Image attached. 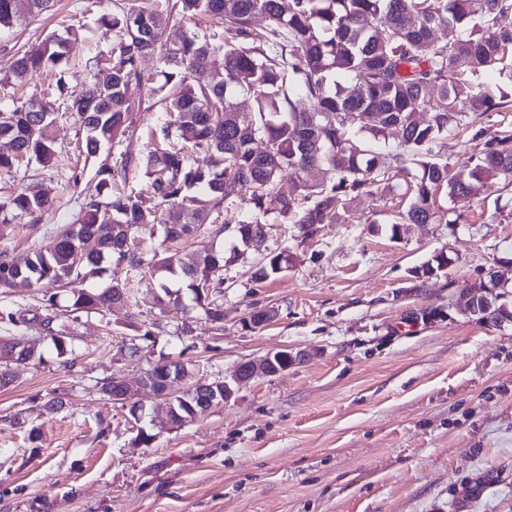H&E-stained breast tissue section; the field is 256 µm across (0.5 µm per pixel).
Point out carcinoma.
<instances>
[{
  "instance_id": "cac0c4a2",
  "label": "carcinoma",
  "mask_w": 512,
  "mask_h": 512,
  "mask_svg": "<svg viewBox=\"0 0 512 512\" xmlns=\"http://www.w3.org/2000/svg\"><path fill=\"white\" fill-rule=\"evenodd\" d=\"M50 0H0V28L22 25L42 14ZM121 14L99 18L118 33L112 48V85L87 83L78 91L58 84L85 132L86 156H95L104 142L119 147L143 101L127 94L130 84L147 82L168 120L160 129L163 145L138 158L126 150L112 165L97 171L107 200L91 198L80 207L77 223L62 227L49 241L22 258L0 259V288L37 285L45 289L47 306L58 307L52 289L70 287V312L98 306L97 291L84 285L114 261L158 280L157 305L178 304L181 279L208 321L224 322V310L210 296L224 286V254L203 248L191 265L181 263L168 248L152 256L129 258L127 239L161 223L162 212L186 211L182 224H165L164 241L194 236L205 224L224 221L232 250L251 248V236L265 224L269 207L285 222L299 225L304 236L318 224H331L359 197L379 189L385 169L396 167L417 175L400 224H427L439 218L431 189L444 187L454 198L479 194L485 179L512 176V132L484 144L467 163L453 168L433 148L454 128L503 107L486 95L476 79L503 72L504 56L512 50V0H175L169 14L177 24H216L208 36L183 34L163 40L161 17L151 5L120 8ZM265 22L258 29L255 23ZM446 40L434 43L436 30ZM74 41L50 36L14 56L12 77L23 80L44 70L68 65ZM159 56L163 67L144 77L140 60ZM253 100L249 112L237 100ZM333 114L334 122L326 120ZM55 107L44 101L33 111L25 104L0 108V139L15 152L0 153V171L12 170L23 154L43 167L55 155ZM397 131L395 149L380 152L374 141ZM139 170L148 194L134 188L114 191ZM285 171L293 175L288 194L281 192ZM248 190L247 211L221 218L228 204ZM51 207L49 198L32 185L18 188L0 202V220L39 219ZM279 252L254 272L263 282L286 268ZM448 265L438 253L412 270L422 281ZM501 276L472 284V310L488 309L483 291L501 286ZM112 284L116 308L136 306L131 293L122 299ZM0 321L21 337L28 320L19 310L5 308ZM23 352L6 343L0 347V388L9 387L10 367Z\"/></svg>"
}]
</instances>
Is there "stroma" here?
<instances>
[{
    "instance_id": "35a3bbf8",
    "label": "stroma",
    "mask_w": 512,
    "mask_h": 512,
    "mask_svg": "<svg viewBox=\"0 0 512 512\" xmlns=\"http://www.w3.org/2000/svg\"><path fill=\"white\" fill-rule=\"evenodd\" d=\"M116 0H50L24 25L0 30V104L57 96L55 71L7 76L10 57L56 35L75 39L66 73L71 89L99 76L98 58L117 42L99 27ZM144 106L124 142L151 150L165 114L146 85H131ZM473 131L452 130L437 145L458 166L485 140L512 130V109L491 112ZM48 166L0 172V202L34 182L51 199L41 219L0 223V256L19 257L73 223L79 202L99 195L103 147L87 160L75 114H56ZM389 190L355 201L344 221L303 237L276 211L265 217L271 252L288 251L287 269L264 282L247 253L226 264L214 294L224 321L209 322L190 292L159 311L151 302L118 310L59 314L71 338L57 355L46 330L28 338L41 360L14 367L0 389V512H512V177L485 181L476 197H434L443 222L405 224L392 217L409 202L406 176L387 173ZM450 263L416 281L414 267L437 253ZM505 272L506 318L467 309L468 284ZM275 311L268 325L248 316ZM159 322L155 344L128 347L139 326ZM285 350L286 372L236 385L233 399L175 430H154L165 403L146 399L141 420L130 404L105 400L98 383L137 385L152 364L178 359L197 378H230L236 367ZM64 407L49 414L45 404ZM22 417L25 427L12 423ZM38 428L39 445L27 439ZM155 431L136 444L138 429Z\"/></svg>"
}]
</instances>
